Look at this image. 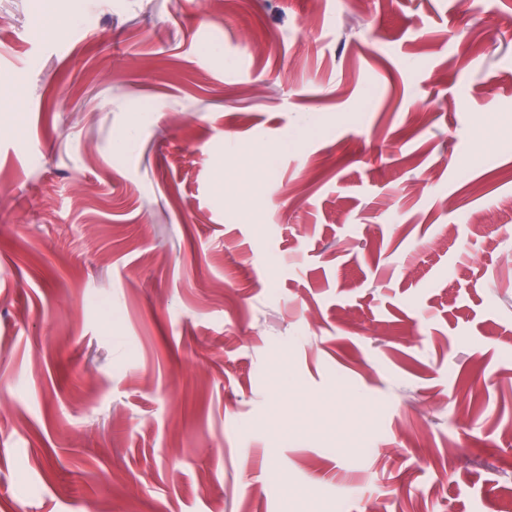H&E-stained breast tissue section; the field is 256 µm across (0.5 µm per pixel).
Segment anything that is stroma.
<instances>
[{
  "mask_svg": "<svg viewBox=\"0 0 512 512\" xmlns=\"http://www.w3.org/2000/svg\"><path fill=\"white\" fill-rule=\"evenodd\" d=\"M508 17L0 0V512H512Z\"/></svg>",
  "mask_w": 512,
  "mask_h": 512,
  "instance_id": "stroma-1",
  "label": "stroma"
}]
</instances>
